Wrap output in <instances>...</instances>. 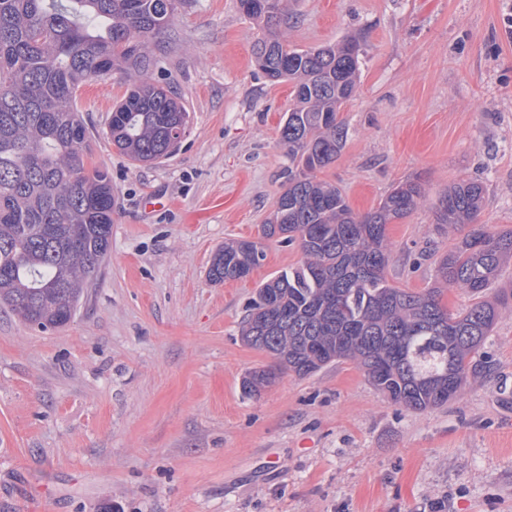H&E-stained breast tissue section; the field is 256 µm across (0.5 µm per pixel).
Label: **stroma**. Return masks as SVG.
<instances>
[{
	"mask_svg": "<svg viewBox=\"0 0 512 512\" xmlns=\"http://www.w3.org/2000/svg\"><path fill=\"white\" fill-rule=\"evenodd\" d=\"M300 49L357 36L360 82L319 171L358 214L396 185L424 198L388 227L387 279L432 286L461 238L434 229L449 185L482 181L487 231L512 229V0H291ZM261 29L237 0H186L157 54L189 111L168 159L140 166L107 135L127 80H88L87 167L112 178L110 251L74 319L50 334L0 306V512H512V304L447 405L386 400L350 361L279 373L238 330L256 289L302 259L265 242L243 281L209 282L215 250L256 239L288 167L280 121L291 84L256 69ZM163 207L151 209L149 197Z\"/></svg>",
	"mask_w": 512,
	"mask_h": 512,
	"instance_id": "1",
	"label": "stroma"
}]
</instances>
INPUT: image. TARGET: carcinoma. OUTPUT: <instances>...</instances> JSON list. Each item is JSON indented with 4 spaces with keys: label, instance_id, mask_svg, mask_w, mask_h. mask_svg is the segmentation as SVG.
<instances>
[{
    "label": "carcinoma",
    "instance_id": "1",
    "mask_svg": "<svg viewBox=\"0 0 512 512\" xmlns=\"http://www.w3.org/2000/svg\"><path fill=\"white\" fill-rule=\"evenodd\" d=\"M288 0H238L244 17L262 27L253 49L268 81L292 85L280 142L288 175L264 238L298 243L300 264L265 281L242 322V342L273 358L248 372L243 393L256 396L280 371L311 376L326 365L355 362L394 405L424 412L442 407L470 374L490 368L483 346L501 288L485 299L501 266L512 259V230L476 224L482 183L448 187L434 212L435 229H468L439 261L436 285L422 292L391 284L388 225L406 218L423 198L407 180L379 206L355 213L340 188L317 179L336 161L348 131L339 119L360 79L357 37L297 49L280 28ZM180 0H0V304L41 331L68 324L100 273L112 238L108 172L85 166L91 137L77 104L80 87L120 71L130 88L112 111L107 135L135 164L174 153L171 131L188 110L170 82L152 78L155 46ZM266 254L246 240L224 244L210 260L214 284L239 279ZM473 297L450 310L444 288Z\"/></svg>",
    "mask_w": 512,
    "mask_h": 512
}]
</instances>
